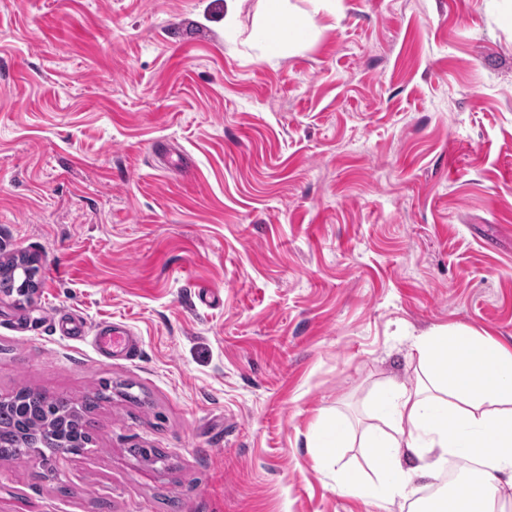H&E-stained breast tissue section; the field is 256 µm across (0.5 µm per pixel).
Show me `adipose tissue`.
Listing matches in <instances>:
<instances>
[{
	"instance_id": "1",
	"label": "adipose tissue",
	"mask_w": 512,
	"mask_h": 512,
	"mask_svg": "<svg viewBox=\"0 0 512 512\" xmlns=\"http://www.w3.org/2000/svg\"><path fill=\"white\" fill-rule=\"evenodd\" d=\"M288 0H264L263 44L285 53L298 27ZM420 375L414 386L390 382L378 404L381 422L356 439L343 417H319L308 438L319 457L339 461L342 449L366 448L372 476L336 475V491L360 500H409L418 478L433 479L448 457L473 462L445 512H497L502 485L512 486V344L465 327H437L418 336Z\"/></svg>"
}]
</instances>
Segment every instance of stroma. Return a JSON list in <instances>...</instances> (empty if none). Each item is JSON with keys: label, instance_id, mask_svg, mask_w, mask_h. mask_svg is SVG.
<instances>
[{"label": "stroma", "instance_id": "obj_1", "mask_svg": "<svg viewBox=\"0 0 512 512\" xmlns=\"http://www.w3.org/2000/svg\"><path fill=\"white\" fill-rule=\"evenodd\" d=\"M288 10L268 56L260 0H0V261L39 267L0 396L111 386L94 446L0 461V512H400L310 426L363 434L431 328L512 340V0ZM127 336L130 333L118 324L103 325L96 333V346L103 353L112 354V350H123L126 354L135 355L136 351H132ZM311 448H317L319 457L325 462L338 463L343 448H351L355 435L347 421L339 415L332 420L320 416L309 430Z\"/></svg>", "mask_w": 512, "mask_h": 512}]
</instances>
